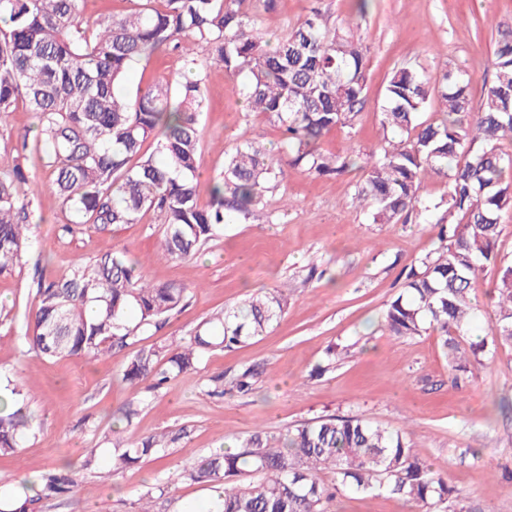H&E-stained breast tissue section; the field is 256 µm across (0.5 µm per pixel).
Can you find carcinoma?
<instances>
[{"label":"carcinoma","instance_id":"obj_1","mask_svg":"<svg viewBox=\"0 0 512 512\" xmlns=\"http://www.w3.org/2000/svg\"><path fill=\"white\" fill-rule=\"evenodd\" d=\"M276 0H133L126 12L86 17L87 0H0V115L23 106L38 120L42 160L71 214L63 230L83 224H137L151 212L163 226L161 251L170 261L192 258L224 226L229 213L254 219L267 206L277 178L275 155L253 142L224 150V170L200 199L199 116L206 72L195 47L227 75L247 74L240 88L247 111L263 112L281 130L279 153L288 165L318 176L362 171L355 198L378 224L404 215L427 217L445 205L438 223L436 257L412 270L405 291L388 305L385 326L397 338L432 327L448 366L470 372L483 346L462 349L459 337L475 313L470 289L483 264L496 261L501 212L512 207V30L500 32L493 50L494 78L473 105V75L450 67L431 75L418 64L392 70L384 88L380 125L386 146L361 154L318 149L322 136L352 127L365 105L368 47L351 31L330 27L311 7L302 21L276 38L258 27L254 9L274 10ZM181 52L176 80H153L124 92L140 61ZM437 106L440 118L420 116ZM153 152L144 150L148 138ZM447 178L442 203L424 198L427 171ZM32 187L22 162L0 170V274L20 265L30 248ZM188 288L155 285L124 251L71 266L38 285L33 327L17 341L24 353L49 359H99L113 347L141 341L177 311ZM286 289L249 297L210 316L202 332L174 346L138 349L123 370L136 384L149 377L161 386L196 369L214 349H228L266 333L284 314ZM495 340L512 344V266L503 268L495 303ZM258 376L247 367L229 384L214 380L208 393H247ZM22 386L0 376V456L14 455L33 433L34 416ZM115 440L109 479L166 451L174 438L152 434ZM331 472L336 487L320 474ZM180 478L216 493L215 512H328L336 492L385 493L414 512H464L450 505L447 479L419 454L401 429L361 418H321L286 430L255 427L236 450L197 459ZM13 486L0 512H38L45 500L71 491L67 468L49 469L34 481L0 474ZM160 483L144 490L136 512L164 494Z\"/></svg>","mask_w":512,"mask_h":512}]
</instances>
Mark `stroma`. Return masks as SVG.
Here are the masks:
<instances>
[{"instance_id": "stroma-1", "label": "stroma", "mask_w": 512, "mask_h": 512, "mask_svg": "<svg viewBox=\"0 0 512 512\" xmlns=\"http://www.w3.org/2000/svg\"><path fill=\"white\" fill-rule=\"evenodd\" d=\"M330 26H356L369 48L366 104L353 128H335L320 141L325 153H341L348 142L362 150L380 148L379 107L391 71L419 63L429 71L464 67L474 75L472 95L481 99L493 77V48L512 29V0H374L365 17L351 0H319ZM242 77L210 67L206 108L200 116L202 183L224 169V149L251 141L277 149L280 131L260 112L247 111ZM28 131L18 151V134ZM32 113L17 108L0 119V165L21 159L37 184L32 199L31 249L25 262L0 275V372L20 376L36 419L33 435L12 456L0 457V474L31 479L69 464L75 485L40 512H134L139 494L155 481L168 493L154 512H206L211 494L179 478L196 458L235 448L255 425L274 430L327 416H357L401 429L419 453L448 479L457 501L471 512H512V346L490 348L484 366L454 380L436 331L413 338L390 336L387 304L440 245L434 220L409 216L399 224L373 223L354 199L359 171L318 177L284 166L267 194L266 218L229 214L224 231L188 261L160 252L162 226L154 214L137 224L105 229L85 225L63 232L69 220L38 149ZM498 258L488 264L472 291L475 319L461 336L462 348L491 340L502 269L512 264V211L500 215ZM126 251L154 284H186L184 305L143 345L164 346L193 336L207 317L240 303L248 294L288 287V309L269 332L230 350L206 355L198 368L154 391L132 385L122 371L133 347L113 348L95 360H50L20 356L16 336L36 303L38 282L64 276L76 261ZM335 356H328V349ZM322 376H313L316 366ZM245 367L259 376L246 395L208 394L212 379L232 377ZM139 401L143 409L128 427L140 438L186 430L187 439L109 480L81 468L84 454L112 453V414ZM334 512H407L387 494L345 492Z\"/></svg>"}]
</instances>
